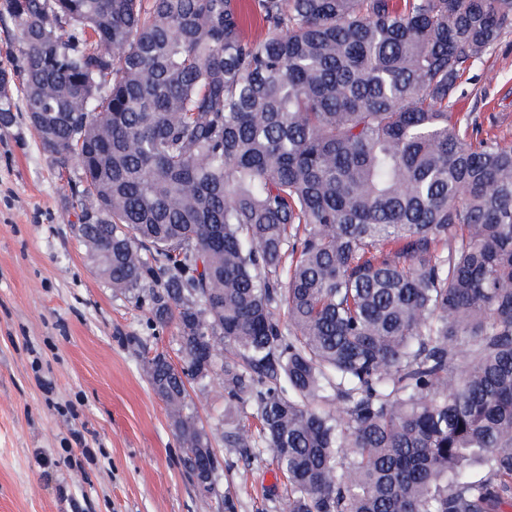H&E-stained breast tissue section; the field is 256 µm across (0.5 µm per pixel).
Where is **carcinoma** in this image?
<instances>
[{
    "mask_svg": "<svg viewBox=\"0 0 512 512\" xmlns=\"http://www.w3.org/2000/svg\"><path fill=\"white\" fill-rule=\"evenodd\" d=\"M4 0L42 149L112 289L178 329L145 363L259 428L281 512L512 506V147L448 111L512 0ZM478 465L472 479L466 469Z\"/></svg>",
    "mask_w": 512,
    "mask_h": 512,
    "instance_id": "cac0c4a2",
    "label": "carcinoma"
}]
</instances>
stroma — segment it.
Returning a JSON list of instances; mask_svg holds the SVG:
<instances>
[{"label":"stroma","instance_id":"1","mask_svg":"<svg viewBox=\"0 0 512 512\" xmlns=\"http://www.w3.org/2000/svg\"><path fill=\"white\" fill-rule=\"evenodd\" d=\"M453 109L512 146V31L465 72ZM75 170L40 146L25 112L0 125V512H280L286 481L269 453L224 440L219 381L188 404L219 462L200 493L187 450L144 371L181 354L175 327L113 291L75 234Z\"/></svg>","mask_w":512,"mask_h":512}]
</instances>
